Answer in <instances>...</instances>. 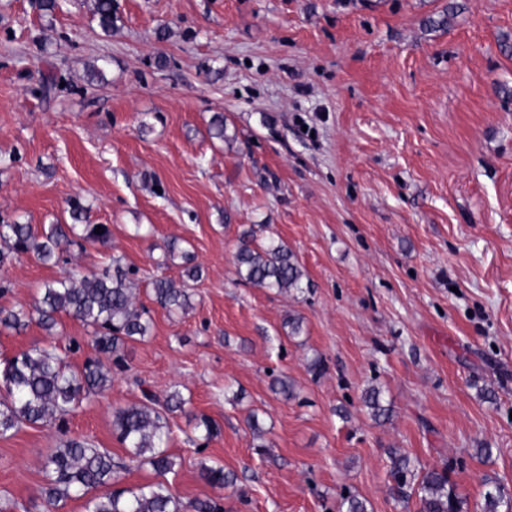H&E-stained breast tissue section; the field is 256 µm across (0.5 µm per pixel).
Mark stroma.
<instances>
[{
    "label": "stroma",
    "mask_w": 512,
    "mask_h": 512,
    "mask_svg": "<svg viewBox=\"0 0 512 512\" xmlns=\"http://www.w3.org/2000/svg\"><path fill=\"white\" fill-rule=\"evenodd\" d=\"M116 3L107 35L90 0L51 14L0 0V224H67L77 199L112 232L58 264H13L0 306L117 257L142 274L151 322L69 436L126 457L112 410L139 401L138 378L186 401L165 448L185 501L338 512L350 494L406 512L392 448L425 469L452 463L468 512L491 485L512 490V0ZM216 115L227 140L209 133ZM253 225L288 244L309 288L238 280L237 238ZM189 263L202 271L193 308L168 313L146 277L177 281ZM277 376L293 398L272 390ZM372 386L388 422L361 402ZM199 416L221 428L202 448ZM57 439L42 426L0 438V495L32 507ZM205 462L235 484L212 487Z\"/></svg>",
    "instance_id": "stroma-1"
}]
</instances>
